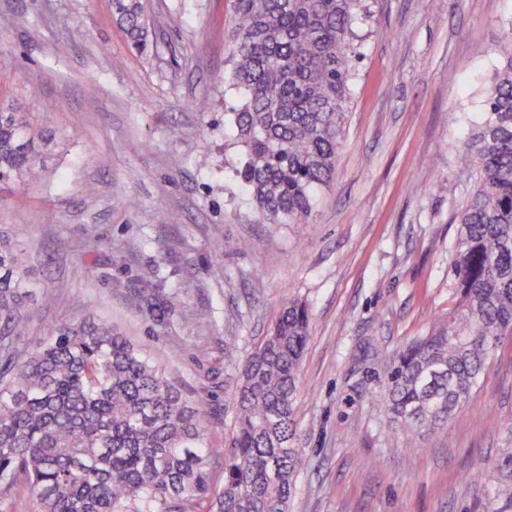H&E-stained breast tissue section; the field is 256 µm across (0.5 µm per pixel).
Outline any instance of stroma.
Wrapping results in <instances>:
<instances>
[{
  "label": "stroma",
  "mask_w": 512,
  "mask_h": 512,
  "mask_svg": "<svg viewBox=\"0 0 512 512\" xmlns=\"http://www.w3.org/2000/svg\"><path fill=\"white\" fill-rule=\"evenodd\" d=\"M140 2L143 56L112 0H0V100L32 104L69 146L50 187H0V224L35 274L22 344L62 322H111L198 404L220 448L237 368L295 297L312 322L290 512H483L487 487L460 474L512 439V340L447 427L414 447L387 434L384 385L388 361L451 304L463 144L512 0H364L335 173L308 224L264 223L236 176L244 150L224 127L244 96L227 78L230 0Z\"/></svg>",
  "instance_id": "stroma-1"
}]
</instances>
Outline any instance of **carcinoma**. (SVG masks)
<instances>
[{
    "mask_svg": "<svg viewBox=\"0 0 512 512\" xmlns=\"http://www.w3.org/2000/svg\"><path fill=\"white\" fill-rule=\"evenodd\" d=\"M362 0H232L231 79L246 95L233 113L246 160L237 171L263 221L308 224L316 189L335 170L356 77L353 22ZM138 54L150 48L140 0H112ZM485 88L484 118L467 143L473 185L450 253L448 316L411 339L388 370L391 433L448 423L479 389L488 360L512 338V29ZM67 151L21 104H0V185L40 186L47 158ZM30 272L0 225V494L23 480L36 512H290L302 451L294 410L309 337L305 304L288 297L245 362L227 445L211 447L201 410L141 348L105 320L51 327L21 347ZM224 455V486L210 459ZM490 485L485 512H512V448L465 476Z\"/></svg>",
    "mask_w": 512,
    "mask_h": 512,
    "instance_id": "obj_1",
    "label": "carcinoma"
}]
</instances>
